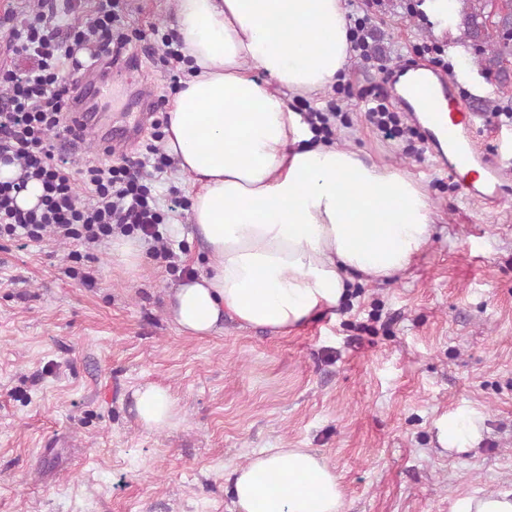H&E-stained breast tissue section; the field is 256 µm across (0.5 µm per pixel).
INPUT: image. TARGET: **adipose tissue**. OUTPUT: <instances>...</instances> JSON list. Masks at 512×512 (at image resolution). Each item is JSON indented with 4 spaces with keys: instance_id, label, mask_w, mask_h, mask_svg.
Segmentation results:
<instances>
[{
    "instance_id": "ef3b65f1",
    "label": "adipose tissue",
    "mask_w": 512,
    "mask_h": 512,
    "mask_svg": "<svg viewBox=\"0 0 512 512\" xmlns=\"http://www.w3.org/2000/svg\"><path fill=\"white\" fill-rule=\"evenodd\" d=\"M191 72L170 102L164 148L191 180V234L208 269L180 283L168 311L203 337L225 320L283 334L336 307L352 275L387 279L427 245L429 198L407 173L316 141L292 98L331 91L349 64L346 0H174ZM148 428L174 427L170 394L135 392ZM470 409L441 417L438 440L479 437ZM238 512H343L339 479L308 448H271L233 472Z\"/></svg>"
}]
</instances>
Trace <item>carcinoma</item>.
Wrapping results in <instances>:
<instances>
[{
    "label": "carcinoma",
    "mask_w": 512,
    "mask_h": 512,
    "mask_svg": "<svg viewBox=\"0 0 512 512\" xmlns=\"http://www.w3.org/2000/svg\"><path fill=\"white\" fill-rule=\"evenodd\" d=\"M461 40L479 50L483 71L500 70L512 57V0H458Z\"/></svg>",
    "instance_id": "1"
}]
</instances>
